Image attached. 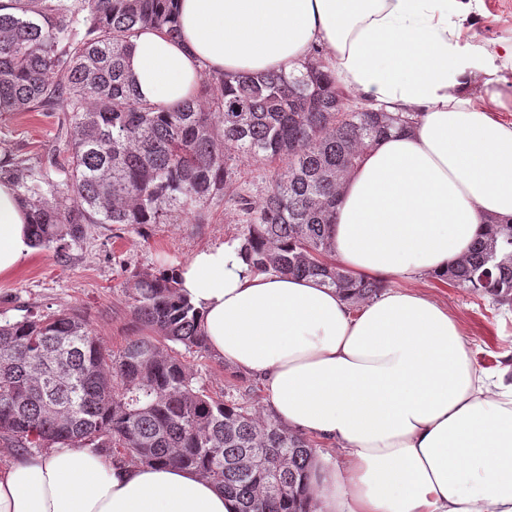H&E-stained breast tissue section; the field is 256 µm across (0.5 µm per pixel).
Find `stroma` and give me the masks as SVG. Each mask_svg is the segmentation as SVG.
<instances>
[{
	"instance_id": "1",
	"label": "stroma",
	"mask_w": 512,
	"mask_h": 512,
	"mask_svg": "<svg viewBox=\"0 0 512 512\" xmlns=\"http://www.w3.org/2000/svg\"><path fill=\"white\" fill-rule=\"evenodd\" d=\"M486 14H474L467 24L470 44L512 38V0H485ZM55 112L0 115V152L10 151L36 160L51 153L62 134ZM243 217L225 201L211 203L204 223L191 224L181 216L164 224L125 228L91 224L87 236L68 255L34 250L12 276L0 278V319L14 321L31 312L78 309L93 329L116 349L137 329L124 292L126 276L161 265L178 266L196 252L219 241L239 239ZM414 289L446 306L460 322L476 368L495 372L512 363V308L428 277ZM200 382L211 391L246 396L259 407L269 397L263 382L223 360L197 361Z\"/></svg>"
}]
</instances>
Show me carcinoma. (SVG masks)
I'll return each mask as SVG.
<instances>
[{"mask_svg": "<svg viewBox=\"0 0 512 512\" xmlns=\"http://www.w3.org/2000/svg\"><path fill=\"white\" fill-rule=\"evenodd\" d=\"M173 2L0 3V113H63V148L34 164L0 159V181L30 211L32 246L63 252L88 224H164L176 212L201 224L222 198L246 215L240 240L254 271L313 277L355 302L377 297L380 283L328 261L339 189L369 148L418 114L354 111L318 50L288 75L206 74L174 107L143 102L125 60L145 29L178 37ZM244 160L271 164L255 200L236 186ZM487 226L448 281L512 307V223ZM124 291L142 333L117 351L77 309L0 323V443L192 469L237 512H316L313 443L199 384L191 360L210 351L175 270L131 272Z\"/></svg>", "mask_w": 512, "mask_h": 512, "instance_id": "cac0c4a2", "label": "carcinoma"}]
</instances>
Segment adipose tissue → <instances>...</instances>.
Returning <instances> with one entry per match:
<instances>
[{
  "label": "adipose tissue",
  "mask_w": 512,
  "mask_h": 512,
  "mask_svg": "<svg viewBox=\"0 0 512 512\" xmlns=\"http://www.w3.org/2000/svg\"><path fill=\"white\" fill-rule=\"evenodd\" d=\"M483 0H178L179 38L141 31L127 60L142 101L195 96L205 73L290 72L320 49L349 91L408 131L343 182L331 259L386 288L353 303L314 278L250 270L236 241L178 271L210 351L260 378L269 413L343 454L318 455V512H512V365L478 371L459 321L417 290L446 274L486 221L512 222V38L467 49ZM485 74L480 95L470 88ZM28 212L0 182V278L31 256ZM0 512H235L177 466L56 447L0 466Z\"/></svg>",
  "instance_id": "obj_1"
}]
</instances>
